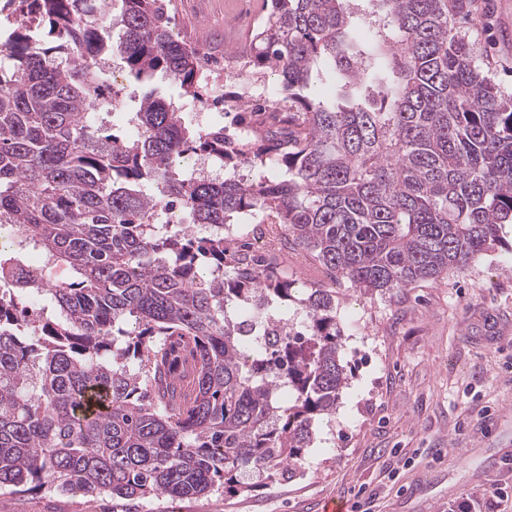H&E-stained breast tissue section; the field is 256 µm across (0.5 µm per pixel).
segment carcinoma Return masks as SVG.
<instances>
[{
    "instance_id": "carcinoma-1",
    "label": "carcinoma",
    "mask_w": 512,
    "mask_h": 512,
    "mask_svg": "<svg viewBox=\"0 0 512 512\" xmlns=\"http://www.w3.org/2000/svg\"><path fill=\"white\" fill-rule=\"evenodd\" d=\"M344 2H263L241 59L280 82L240 123L274 122L241 146L151 93L134 135L107 133L114 51L136 80L161 71L202 97L164 0H122L116 18L107 0H5L0 271L17 284L0 289V490L181 499L300 464L349 382L336 292L228 258L243 218L284 225L366 293L436 282L500 242L512 94L458 27L468 0H365L384 7L367 23ZM322 76L335 93L313 90ZM190 151L224 179L179 168Z\"/></svg>"
}]
</instances>
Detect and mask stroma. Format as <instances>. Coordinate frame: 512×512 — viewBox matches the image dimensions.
Wrapping results in <instances>:
<instances>
[{
	"instance_id": "35a3bbf8",
	"label": "stroma",
	"mask_w": 512,
	"mask_h": 512,
	"mask_svg": "<svg viewBox=\"0 0 512 512\" xmlns=\"http://www.w3.org/2000/svg\"><path fill=\"white\" fill-rule=\"evenodd\" d=\"M262 0H170V28L201 49L204 73L240 92L224 68L248 47ZM480 65L512 92V0H471ZM262 252L297 287L335 290L344 361L352 371L336 414L323 422L292 477L242 474L254 491L178 500L0 492V512H318L325 498L374 497V512H448L482 501L493 485L512 493V224L495 249L435 283L366 295L289 244ZM498 418L493 435L483 427Z\"/></svg>"
}]
</instances>
